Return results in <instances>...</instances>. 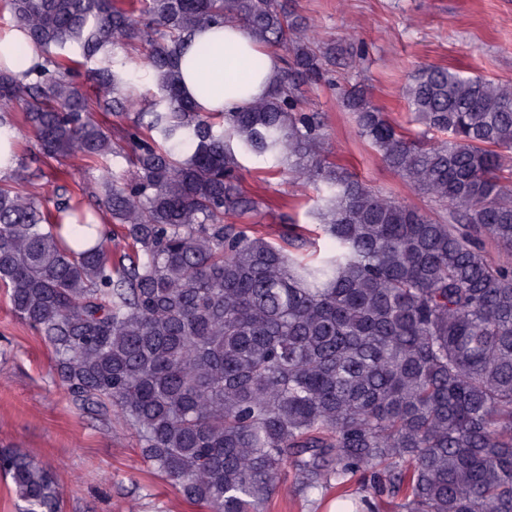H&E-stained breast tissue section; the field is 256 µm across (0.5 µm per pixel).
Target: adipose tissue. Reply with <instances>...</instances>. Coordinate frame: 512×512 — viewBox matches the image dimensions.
<instances>
[{"label":"adipose tissue","mask_w":512,"mask_h":512,"mask_svg":"<svg viewBox=\"0 0 512 512\" xmlns=\"http://www.w3.org/2000/svg\"><path fill=\"white\" fill-rule=\"evenodd\" d=\"M193 42L206 44L208 55L187 50L181 58V88L200 112L239 110L270 90L279 70L273 56L264 55L262 47L239 26L211 25L198 29ZM264 57L261 70H253V58ZM207 85V94H199L200 85Z\"/></svg>","instance_id":"ef3b65f1"}]
</instances>
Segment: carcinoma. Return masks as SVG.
I'll list each match as a JSON object with an SVG mask.
<instances>
[{"label": "carcinoma", "mask_w": 512, "mask_h": 512, "mask_svg": "<svg viewBox=\"0 0 512 512\" xmlns=\"http://www.w3.org/2000/svg\"><path fill=\"white\" fill-rule=\"evenodd\" d=\"M38 57L0 69V127L17 113L50 159L132 156L56 206L0 179V290L52 348L73 402L131 429L141 455L211 512H262L293 466L304 493L359 473L397 512H512V85L432 66L406 89L433 142L409 136L361 91L358 132L448 223L383 196L329 161L301 87L332 49L306 41L288 0H5ZM243 27L286 54L268 94L201 113L178 59L204 26ZM140 45L158 93L114 68ZM79 54L96 93L66 64ZM119 137L97 122L121 120ZM312 184L332 240L304 261L256 231L238 152ZM120 229L112 251L98 222ZM490 239L501 257L483 253ZM22 512H60L52 474L0 454Z\"/></svg>", "instance_id": "1"}]
</instances>
